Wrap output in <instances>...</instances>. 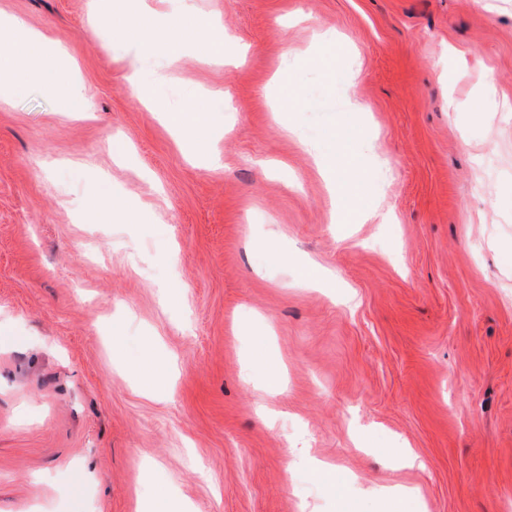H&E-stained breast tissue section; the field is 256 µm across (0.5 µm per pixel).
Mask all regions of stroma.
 Masks as SVG:
<instances>
[{"mask_svg":"<svg viewBox=\"0 0 512 512\" xmlns=\"http://www.w3.org/2000/svg\"><path fill=\"white\" fill-rule=\"evenodd\" d=\"M103 3L0 0L87 95L59 73L0 105V512H380L397 484L409 512H512V0H190L233 53L179 49L172 83L149 59L158 111ZM191 99L198 147L162 118ZM348 144L337 183L364 172L392 223H333L319 169ZM144 360L167 366L149 394Z\"/></svg>","mask_w":512,"mask_h":512,"instance_id":"obj_1","label":"stroma"}]
</instances>
